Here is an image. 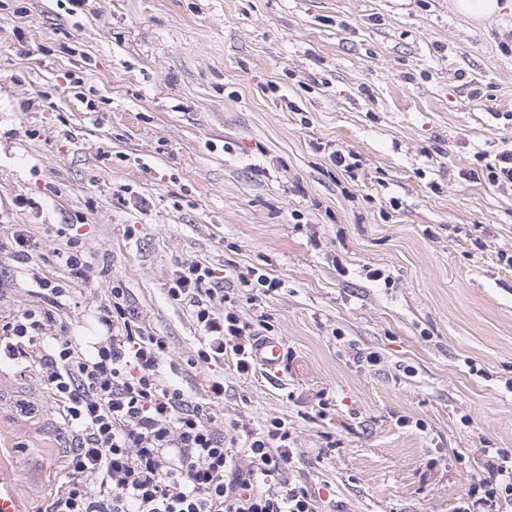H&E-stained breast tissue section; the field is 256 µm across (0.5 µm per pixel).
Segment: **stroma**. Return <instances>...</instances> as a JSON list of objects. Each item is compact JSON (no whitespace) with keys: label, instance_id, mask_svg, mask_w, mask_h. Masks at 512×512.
Here are the masks:
<instances>
[{"label":"stroma","instance_id":"1","mask_svg":"<svg viewBox=\"0 0 512 512\" xmlns=\"http://www.w3.org/2000/svg\"><path fill=\"white\" fill-rule=\"evenodd\" d=\"M499 4L478 23L455 0H0V321L62 280L47 333L85 345L122 286L191 400L223 382L218 430L286 424L320 512H453L485 449L512 450V186L465 177L512 143ZM190 262L284 343L282 375L198 361L167 296ZM252 268L279 286L249 303ZM69 445L37 372L0 363V461L42 459L37 512Z\"/></svg>","mask_w":512,"mask_h":512}]
</instances>
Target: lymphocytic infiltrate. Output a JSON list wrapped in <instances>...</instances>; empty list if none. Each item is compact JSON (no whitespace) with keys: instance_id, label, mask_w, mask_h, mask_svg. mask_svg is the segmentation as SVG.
I'll return each mask as SVG.
<instances>
[{"instance_id":"obj_1","label":"lymphocytic infiltrate","mask_w":512,"mask_h":512,"mask_svg":"<svg viewBox=\"0 0 512 512\" xmlns=\"http://www.w3.org/2000/svg\"><path fill=\"white\" fill-rule=\"evenodd\" d=\"M212 278L201 264L179 266L167 296L194 307L206 340L201 362L230 349L238 370L247 371L254 332L226 308ZM43 289L48 307L0 323V361L39 365L71 436L72 480L51 512H318L315 494L284 477L294 458L284 423L246 430L241 448H225L208 409L168 380L166 342L129 307L125 289L111 288L99 318L103 333L88 353L70 339L47 338L52 305L66 290ZM485 455L484 475L455 512H472L475 499L490 505L512 497L502 465L512 453L489 448Z\"/></svg>"}]
</instances>
